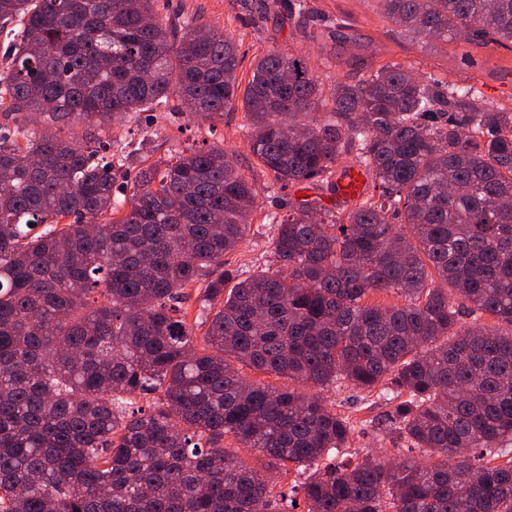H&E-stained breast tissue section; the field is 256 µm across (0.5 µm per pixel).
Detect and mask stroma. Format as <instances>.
<instances>
[{
	"instance_id": "1",
	"label": "stroma",
	"mask_w": 512,
	"mask_h": 512,
	"mask_svg": "<svg viewBox=\"0 0 512 512\" xmlns=\"http://www.w3.org/2000/svg\"><path fill=\"white\" fill-rule=\"evenodd\" d=\"M310 4L317 11L348 17L355 39L345 40L319 28L310 35L303 33L287 10L274 0H158L157 8L161 15L172 19L191 17L199 24L226 30L243 58L238 71V80L243 84L252 75L255 56L273 49H289L321 76L322 88L327 92L336 82H357L380 66L398 61L412 65L426 77L477 81L486 103L512 107V49L462 40L422 46L405 37L396 24L381 18L378 0H310ZM111 136L138 148L123 176L116 179L120 186L146 162L177 155L192 146L223 148L260 192L250 232L227 259L247 275L255 270L257 261L269 258L276 227L268 218L285 216L289 201L297 197V189L275 185L272 174L259 166L249 150L242 108L225 113L223 121L211 128L172 102L164 110L140 112L114 122ZM320 395L329 408L351 417L354 423L339 464H355L371 452L384 453L392 461L418 456V449L390 439L391 405L346 383L321 389Z\"/></svg>"
}]
</instances>
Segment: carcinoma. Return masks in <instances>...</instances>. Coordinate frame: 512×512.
I'll return each mask as SVG.
<instances>
[{"instance_id":"cac0c4a2","label":"carcinoma","mask_w":512,"mask_h":512,"mask_svg":"<svg viewBox=\"0 0 512 512\" xmlns=\"http://www.w3.org/2000/svg\"><path fill=\"white\" fill-rule=\"evenodd\" d=\"M156 2L0 0V108L21 118L0 132V512H288L270 474L289 463L314 468L308 512H512V457H471L512 454V109L398 62L326 97L281 49L242 89L233 38ZM382 2L422 44L512 45V0ZM288 13L309 26L306 0ZM172 94L211 129L242 101L281 184L334 194L351 159L364 200L290 206L272 258L240 278L224 256L259 190L224 149L160 158L117 196L132 152L112 122ZM75 121L85 135L63 136ZM388 293L402 303L366 301ZM338 382L381 390L425 460L318 469L350 424L305 388Z\"/></svg>"}]
</instances>
